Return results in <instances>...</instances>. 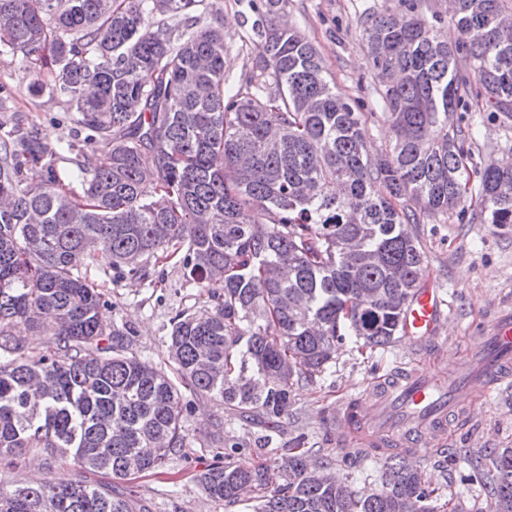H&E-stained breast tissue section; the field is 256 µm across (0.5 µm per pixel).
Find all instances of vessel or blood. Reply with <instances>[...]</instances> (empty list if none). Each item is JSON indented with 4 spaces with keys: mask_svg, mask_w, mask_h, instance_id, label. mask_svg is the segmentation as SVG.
Masks as SVG:
<instances>
[{
    "mask_svg": "<svg viewBox=\"0 0 512 512\" xmlns=\"http://www.w3.org/2000/svg\"><path fill=\"white\" fill-rule=\"evenodd\" d=\"M439 289L419 290L404 313V331L427 342L443 320ZM512 384V313L494 320L485 350L450 375L412 368L378 383L380 397L341 405L338 417L362 429L375 452L419 456L431 448L446 447L449 423L460 410L455 393H467L471 409L482 406L496 387Z\"/></svg>",
    "mask_w": 512,
    "mask_h": 512,
    "instance_id": "1",
    "label": "vessel or blood"
}]
</instances>
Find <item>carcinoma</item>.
Listing matches in <instances>:
<instances>
[{"label": "carcinoma", "mask_w": 512, "mask_h": 512, "mask_svg": "<svg viewBox=\"0 0 512 512\" xmlns=\"http://www.w3.org/2000/svg\"><path fill=\"white\" fill-rule=\"evenodd\" d=\"M202 2L0 0V53L29 59L36 92L48 69L73 125L51 146L0 105V467L36 454L85 470L0 484V512H150L112 481L161 474L186 447L185 390L262 424L266 447L294 386L347 339L373 351L403 332L426 259L414 225L450 212L512 225V164L469 171L465 121L480 100L512 119V0H454L458 46L413 0L366 22L392 132L376 154L317 48L279 22L287 0H262V53L232 84L223 32L194 15ZM65 154L76 167H57ZM175 257L210 306L172 318L158 365L101 322L90 276L145 281L151 259ZM21 325L53 339L29 347ZM210 431L224 453L197 481L226 507L254 492L252 512H435L438 489L397 457L381 488L356 491L330 459L311 469L299 442L253 464L222 420ZM489 459L491 512H512V448Z\"/></svg>", "instance_id": "1"}]
</instances>
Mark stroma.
Wrapping results in <instances>:
<instances>
[{
  "label": "stroma",
  "mask_w": 512,
  "mask_h": 512,
  "mask_svg": "<svg viewBox=\"0 0 512 512\" xmlns=\"http://www.w3.org/2000/svg\"><path fill=\"white\" fill-rule=\"evenodd\" d=\"M224 41L229 48L225 71L239 80L261 52L251 36L254 15L248 0H218ZM398 0H288L284 18L296 27L320 52L337 92L368 113L366 143L371 152L388 145L387 124L373 119L379 111V83L368 55L365 23L385 9H397ZM32 73L21 56L0 55V86L8 91L10 110L31 113L41 137L54 144L71 133L66 107L49 93L29 91ZM471 118L479 129L472 146L471 162L476 166L502 162L512 128L502 126L498 117L473 107ZM419 240L427 261L422 282L439 285L448 303V317L430 351L418 352L416 345L396 340L371 354H359L354 342L338 351L333 373L316 385L295 390L293 406L281 433L269 448L253 447V437L262 427L244 422L236 409L213 403L194 402L185 426L189 432L181 455L172 457L164 474H143L126 481L133 496L151 503L153 512H244L243 506L227 509L202 491L196 476L218 452L206 431L213 418L224 420V428L249 447L246 454L258 462H272L281 448L304 441L306 447L332 458L336 473L348 479L352 488H378L384 471V454L349 456L342 449L350 435L332 418L341 402L368 397L377 377L403 365L419 361L421 367L452 373L467 351L479 348L496 310H512V225L494 226L449 217L427 218L418 227ZM98 284L106 303L102 319L124 324L133 332V350L143 359L161 362L171 319L180 312L193 313L207 301L200 289L186 284L176 261L162 260L154 268L153 283L116 280L100 276ZM488 448H512V390H493L481 409L468 419L451 424L446 454L432 453L420 458L421 467L442 487L446 499L461 512H485L487 504L480 475L471 461ZM82 469L67 462L50 470L30 464L0 472V483L8 486L48 480L55 483L81 479Z\"/></svg>",
  "instance_id": "stroma-1"
}]
</instances>
